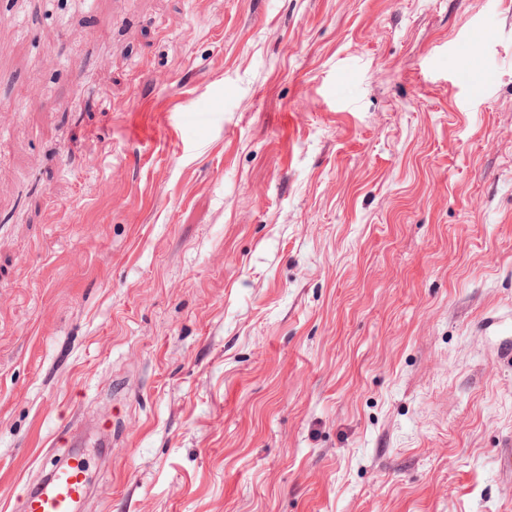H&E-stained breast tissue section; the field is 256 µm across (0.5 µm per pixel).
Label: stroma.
I'll use <instances>...</instances> for the list:
<instances>
[{
	"mask_svg": "<svg viewBox=\"0 0 512 512\" xmlns=\"http://www.w3.org/2000/svg\"><path fill=\"white\" fill-rule=\"evenodd\" d=\"M0 126V512H512V0H0ZM89 489L87 461L80 452L55 467L21 498L22 512H81Z\"/></svg>",
	"mask_w": 512,
	"mask_h": 512,
	"instance_id": "35a3bbf8",
	"label": "stroma"
}]
</instances>
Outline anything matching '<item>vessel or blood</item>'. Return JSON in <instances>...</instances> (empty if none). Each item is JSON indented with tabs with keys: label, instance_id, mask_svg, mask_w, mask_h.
<instances>
[{
	"label": "vessel or blood",
	"instance_id": "obj_1",
	"mask_svg": "<svg viewBox=\"0 0 512 512\" xmlns=\"http://www.w3.org/2000/svg\"><path fill=\"white\" fill-rule=\"evenodd\" d=\"M89 489L87 461L81 453L55 467L21 499V512H82Z\"/></svg>",
	"mask_w": 512,
	"mask_h": 512
}]
</instances>
